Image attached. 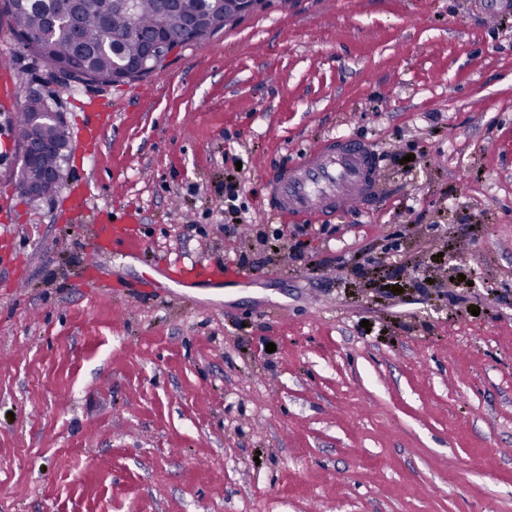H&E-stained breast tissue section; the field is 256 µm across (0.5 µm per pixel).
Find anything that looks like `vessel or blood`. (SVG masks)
Masks as SVG:
<instances>
[{
  "instance_id": "1",
  "label": "vessel or blood",
  "mask_w": 512,
  "mask_h": 512,
  "mask_svg": "<svg viewBox=\"0 0 512 512\" xmlns=\"http://www.w3.org/2000/svg\"><path fill=\"white\" fill-rule=\"evenodd\" d=\"M379 157L357 139L327 141L276 168L268 179L271 210L289 224H319L336 218L356 201L378 190ZM91 251L120 246L125 238L108 215H98ZM191 283L218 282L223 268L198 265L182 272Z\"/></svg>"
}]
</instances>
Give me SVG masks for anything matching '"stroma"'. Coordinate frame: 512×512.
Here are the masks:
<instances>
[{"label":"stroma","mask_w":512,"mask_h":512,"mask_svg":"<svg viewBox=\"0 0 512 512\" xmlns=\"http://www.w3.org/2000/svg\"><path fill=\"white\" fill-rule=\"evenodd\" d=\"M0 70L43 75L3 13ZM46 89L112 120L32 202L0 100V512H512V0H271ZM334 137L380 188L297 232L267 177ZM96 211L132 243L90 253ZM179 46L169 41H153L149 47L147 56L142 59L136 68L139 71L153 72L163 61L169 58ZM180 275L190 283H206L222 281L227 275L224 268L210 265H198L183 270Z\"/></svg>","instance_id":"stroma-1"}]
</instances>
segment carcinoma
<instances>
[{
  "instance_id": "1",
  "label": "carcinoma",
  "mask_w": 512,
  "mask_h": 512,
  "mask_svg": "<svg viewBox=\"0 0 512 512\" xmlns=\"http://www.w3.org/2000/svg\"><path fill=\"white\" fill-rule=\"evenodd\" d=\"M20 48L40 62L51 80H71L77 89L88 83H112L122 65L144 53L141 34L150 33L184 45L205 40L239 20L225 0H184L183 9L163 12L159 0H0ZM30 86L16 117V142L32 135L52 144L69 138L66 126L35 129L30 116L54 112L57 104L43 90ZM67 155L50 150L41 171L62 174Z\"/></svg>"
}]
</instances>
